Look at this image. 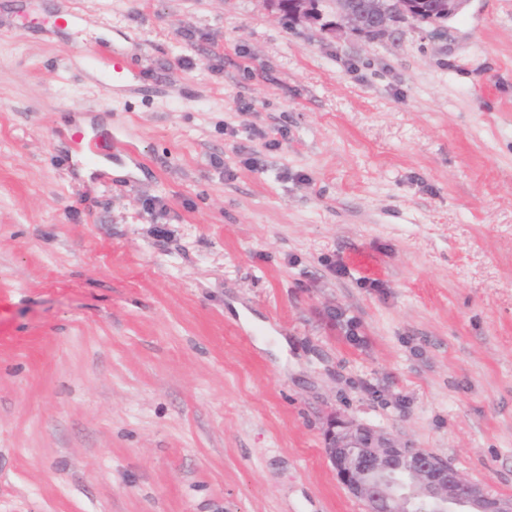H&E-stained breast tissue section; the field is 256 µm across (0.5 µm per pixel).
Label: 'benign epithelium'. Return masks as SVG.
<instances>
[{"instance_id":"7a95c632","label":"benign epithelium","mask_w":512,"mask_h":512,"mask_svg":"<svg viewBox=\"0 0 512 512\" xmlns=\"http://www.w3.org/2000/svg\"><path fill=\"white\" fill-rule=\"evenodd\" d=\"M340 27L351 34L380 39L399 24L439 26L456 18L468 0H444L437 15L420 19L414 0H330ZM293 17L317 22L322 13L309 0H293ZM327 452L339 480L364 500L369 512H416L427 503L433 512H512V499L494 497L454 470L448 462L419 448L400 445L373 428L337 421L327 435Z\"/></svg>"}]
</instances>
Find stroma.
Returning <instances> with one entry per match:
<instances>
[{"mask_svg":"<svg viewBox=\"0 0 512 512\" xmlns=\"http://www.w3.org/2000/svg\"><path fill=\"white\" fill-rule=\"evenodd\" d=\"M335 21L0 0V512H368L336 418L512 497V0ZM384 0H330L334 5L340 27L351 34L380 39L398 24L428 23L441 26L442 22L455 19L469 0H444V9L438 16L420 19L414 1L418 2L423 17L439 11L442 0H391L393 8L382 5ZM96 62L102 66L103 72H106L112 67V80L118 82L115 86L124 89H127L131 86L133 87L134 90L140 93L141 89L139 85L133 84L135 80L133 76L131 78L125 79L124 73L125 71H127V65L119 56L113 54L112 59H110L109 61H101L99 59H96ZM125 83L129 84L130 86L125 85ZM77 148L84 157L91 160L93 163L101 161L112 155V161L117 160L121 153L133 154L132 145L119 141L117 139H111L109 141L100 142L97 138L84 140L81 139L77 143Z\"/></svg>","mask_w":512,"mask_h":512,"instance_id":"stroma-1","label":"stroma"}]
</instances>
